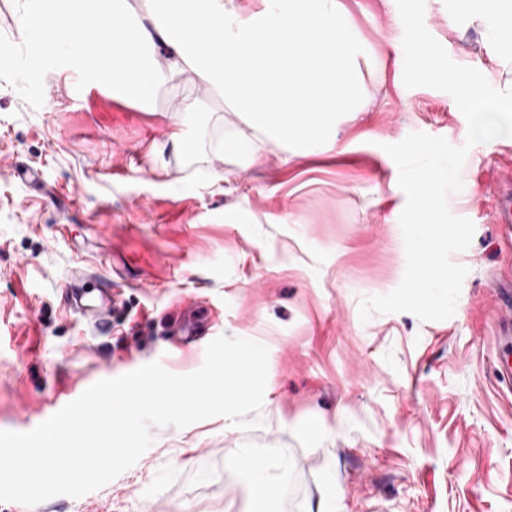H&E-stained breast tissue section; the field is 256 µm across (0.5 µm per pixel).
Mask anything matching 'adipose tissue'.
Segmentation results:
<instances>
[{"label":"adipose tissue","mask_w":512,"mask_h":512,"mask_svg":"<svg viewBox=\"0 0 512 512\" xmlns=\"http://www.w3.org/2000/svg\"><path fill=\"white\" fill-rule=\"evenodd\" d=\"M24 0L23 27L44 57L70 54L140 103L192 73L264 138L333 148L341 112L366 106L358 36L341 0H255L228 27L224 0ZM482 11L489 38L512 42V0H456ZM103 31L85 43L86 30Z\"/></svg>","instance_id":"1"}]
</instances>
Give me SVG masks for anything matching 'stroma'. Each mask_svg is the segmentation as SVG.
<instances>
[{
	"label": "stroma",
	"instance_id": "1",
	"mask_svg": "<svg viewBox=\"0 0 512 512\" xmlns=\"http://www.w3.org/2000/svg\"><path fill=\"white\" fill-rule=\"evenodd\" d=\"M363 58L362 112L336 118V148L304 156L267 142L226 160L237 113L192 81L144 107L44 59L19 37L21 0H0V431L27 432L98 381L158 361L190 374L220 336L268 349L257 427L224 416L154 429L139 460L98 490L0 512H247L253 458L280 452L271 512H512V393L494 372V278L512 249L494 222L512 140L469 147L468 273L453 316L388 313L362 299L401 283L406 195L384 147L424 132L463 145L473 117L449 73L487 46V22L455 0H342ZM421 38L443 60L414 80ZM183 130L186 146L170 136ZM112 287L107 329L75 313L70 288ZM263 144L264 141L260 138L246 141L227 132L224 133V157L246 164L258 156Z\"/></svg>",
	"mask_w": 512,
	"mask_h": 512
}]
</instances>
